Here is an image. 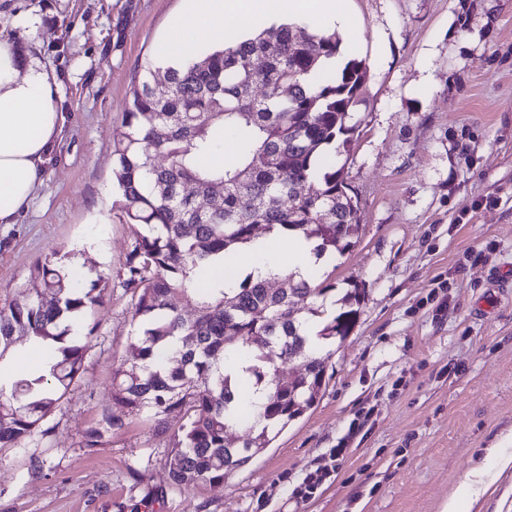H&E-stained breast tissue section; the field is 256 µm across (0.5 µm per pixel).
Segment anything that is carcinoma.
<instances>
[{
  "label": "carcinoma",
  "mask_w": 512,
  "mask_h": 512,
  "mask_svg": "<svg viewBox=\"0 0 512 512\" xmlns=\"http://www.w3.org/2000/svg\"><path fill=\"white\" fill-rule=\"evenodd\" d=\"M338 53L336 34L282 23L170 65L160 81L150 64L132 86L127 131L113 155L118 211L133 235L122 286L134 300L137 329L112 398L130 414L185 416L167 460L176 488L224 481L311 409L327 384L331 353L322 342L345 338L356 322L355 290L342 297L343 311L327 313L336 289L316 283L317 265L306 279L256 278L231 261L262 232L300 234L318 257L353 246L360 199L326 151L345 152L352 142L350 112L365 93L367 68L350 59L326 69ZM317 70L323 74L314 83ZM226 133L236 139L234 162L202 164ZM203 200L210 206L201 208ZM219 254L231 275L197 287L196 273ZM38 272L52 299L0 306V358L22 335L54 347L53 363L46 375L0 381V448L34 434L80 377L91 335H72L70 322L101 299L94 291L103 276L89 272L82 280L90 287L75 285L56 251ZM185 303L195 307L191 320L182 316ZM238 356L245 358L239 372H225L224 361ZM290 361L305 372L284 380L280 365ZM261 386L267 401L256 416L239 410V393ZM248 419L251 437L229 447L228 431Z\"/></svg>",
  "instance_id": "carcinoma-1"
}]
</instances>
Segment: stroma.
<instances>
[{
  "mask_svg": "<svg viewBox=\"0 0 512 512\" xmlns=\"http://www.w3.org/2000/svg\"><path fill=\"white\" fill-rule=\"evenodd\" d=\"M350 6L367 91L336 162L360 231L321 277L340 296L359 289L356 323L330 344L310 410L224 482L180 490L166 466L180 415L131 416L112 399L135 330L112 149L184 0H0V35L52 70L64 115L37 196L0 225V305L25 297L55 250L107 281L46 434L0 448V512H441L475 468L497 472L490 450L512 433V0ZM108 412L122 428L104 431ZM91 428L104 432L93 448ZM497 474L459 512H512V470ZM310 475L312 497L295 498Z\"/></svg>",
  "mask_w": 512,
  "mask_h": 512,
  "instance_id": "1",
  "label": "stroma"
}]
</instances>
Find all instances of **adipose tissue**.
<instances>
[{
    "mask_svg": "<svg viewBox=\"0 0 512 512\" xmlns=\"http://www.w3.org/2000/svg\"><path fill=\"white\" fill-rule=\"evenodd\" d=\"M350 0H188L176 22L182 37L176 45L188 55L190 44L205 37L231 41L247 26H267L286 15L313 32L336 31L341 46L360 45V34L349 10ZM63 130V118L52 92L46 65L0 38V224L16 223L42 183L43 167ZM247 270L288 269L306 273L313 262L308 245L278 246L260 238L244 250Z\"/></svg>",
    "mask_w": 512,
    "mask_h": 512,
    "instance_id": "1",
    "label": "adipose tissue"
}]
</instances>
